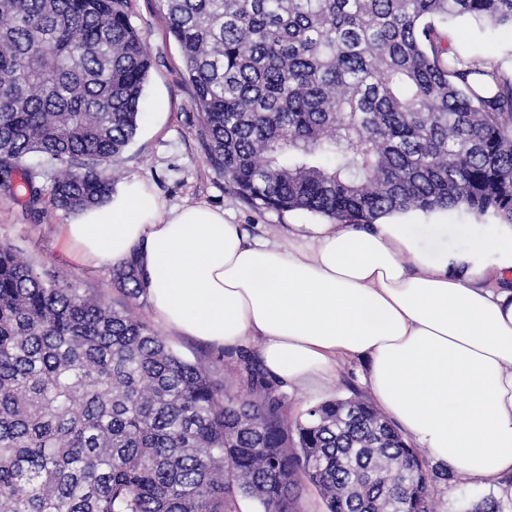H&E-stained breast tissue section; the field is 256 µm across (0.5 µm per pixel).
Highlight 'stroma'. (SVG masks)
I'll return each mask as SVG.
<instances>
[{
  "mask_svg": "<svg viewBox=\"0 0 512 512\" xmlns=\"http://www.w3.org/2000/svg\"><path fill=\"white\" fill-rule=\"evenodd\" d=\"M133 25L146 37L153 66L144 87L146 109L133 142L124 150L116 168L118 185L135 180L150 182L156 193L171 205L204 202L224 210L241 225L249 240H283L292 224H318L321 216L295 210L284 213L256 210L233 193L222 174L204 158L195 136L197 112L184 81V67L177 42L169 36L160 0H131ZM443 27L453 46L471 56H490L501 70L512 75V28L491 26L470 16L448 19ZM70 215L42 200L29 210L23 198L0 193V242L12 244L23 256L59 272L79 287L105 295L112 304H127L131 313L149 324L184 358L202 361L228 394H237L250 365H260V339L249 336L234 347H215L180 333L158 321L147 295L124 298L113 282L112 264L78 262L61 236ZM362 359H339L334 377L318 387L279 388L288 418H298L308 404L355 395L370 398L363 382ZM494 496L512 504V474L487 484L460 474L437 480L434 500L437 512H468L472 503Z\"/></svg>",
  "mask_w": 512,
  "mask_h": 512,
  "instance_id": "stroma-1",
  "label": "stroma"
}]
</instances>
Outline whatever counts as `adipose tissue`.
I'll return each mask as SVG.
<instances>
[{
  "instance_id": "obj_1",
  "label": "adipose tissue",
  "mask_w": 512,
  "mask_h": 512,
  "mask_svg": "<svg viewBox=\"0 0 512 512\" xmlns=\"http://www.w3.org/2000/svg\"><path fill=\"white\" fill-rule=\"evenodd\" d=\"M434 253L414 225L292 224L248 241L204 203L170 207L146 181L64 227L77 260L137 257L156 317L215 346L260 337L277 381L333 377L361 357L378 407L433 457L480 481L512 474V226L461 224Z\"/></svg>"
}]
</instances>
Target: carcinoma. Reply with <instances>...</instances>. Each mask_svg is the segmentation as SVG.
I'll list each match as a JSON object with an SVG mask.
<instances>
[{"label":"carcinoma","mask_w":512,"mask_h":512,"mask_svg":"<svg viewBox=\"0 0 512 512\" xmlns=\"http://www.w3.org/2000/svg\"><path fill=\"white\" fill-rule=\"evenodd\" d=\"M209 165L255 209L374 224L464 208L512 225V76L435 20L512 0H161ZM129 0H0V189L112 193L152 68ZM119 283L140 287L121 262ZM224 398L147 323L0 243V512H434L420 451L369 402L288 420L248 368Z\"/></svg>","instance_id":"1"}]
</instances>
